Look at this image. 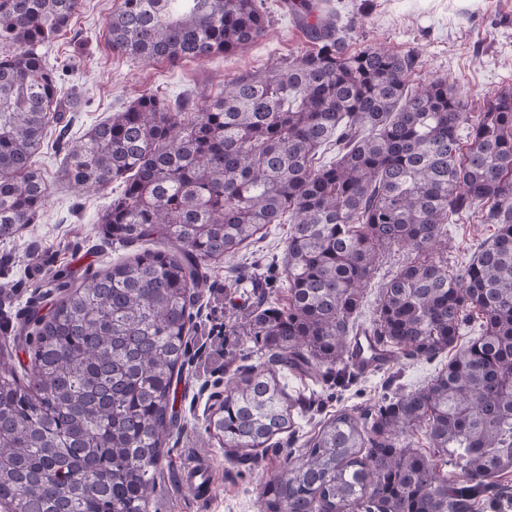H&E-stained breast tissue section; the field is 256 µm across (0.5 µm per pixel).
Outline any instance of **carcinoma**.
Wrapping results in <instances>:
<instances>
[{"instance_id":"cac0c4a2","label":"carcinoma","mask_w":512,"mask_h":512,"mask_svg":"<svg viewBox=\"0 0 512 512\" xmlns=\"http://www.w3.org/2000/svg\"><path fill=\"white\" fill-rule=\"evenodd\" d=\"M78 0H0V236L34 222L48 185L36 167L46 129L75 101L38 49L67 30ZM316 44L246 71L201 106L143 95L67 153L77 192L122 185L100 218L118 243H172L70 288L38 328L28 381L0 367V506L7 512H150L174 427L200 267L234 256L288 215L287 303L242 307L238 327L263 358L229 374L210 426L255 463L294 431L312 399L278 376L351 379L352 337L391 356L453 352L428 385L360 413L338 410L270 473L260 512H478L512 472V88L482 111L442 78L412 86V53L351 51L335 17L288 0ZM264 0H120L112 50L144 61L207 59L267 30ZM466 135H461V130ZM336 160L317 162L325 146ZM494 227L458 270L448 229ZM407 260L357 325L385 255ZM480 335L458 345L463 329ZM423 433L430 451L414 448Z\"/></svg>"}]
</instances>
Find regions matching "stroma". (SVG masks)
I'll list each match as a JSON object with an SVG mask.
<instances>
[{
	"label": "stroma",
	"instance_id": "35a3bbf8",
	"mask_svg": "<svg viewBox=\"0 0 512 512\" xmlns=\"http://www.w3.org/2000/svg\"><path fill=\"white\" fill-rule=\"evenodd\" d=\"M120 0H80L66 32L41 53L61 70V82L79 98L67 113L68 126H50L36 156L49 197L35 223L16 235L0 238V326L16 327L11 335V364L18 373L32 366L35 334L25 323L27 312L49 313L61 294L112 262L129 259L144 243L121 244L104 236L99 218L119 185L78 193L63 176L72 142L94 124L143 95L172 99L188 96L207 103L246 70H266L300 51L312 50L305 25L285 8V0H264L267 31L243 51L206 61L153 63L112 51L105 22ZM318 15L339 14L352 49L384 44L412 52L416 67L411 83L448 77L469 105L479 111L485 95L512 87V0H314ZM492 226L473 217L448 227V263L467 264L478 245L491 237ZM288 235L284 224L261 229L235 259L209 264L205 286L192 311L191 331L182 378L176 385L179 425L166 441L168 453L150 507L151 512H259L260 492L285 448L302 447L319 423L339 409L362 411L396 388L426 385L444 367L447 355L433 360L397 359L377 371L356 374L343 389L314 385L307 377H281L289 395L315 393L316 400L297 420L295 435H279L257 463L242 464L225 455L224 443L209 429L224 393L225 359L258 363L251 337L232 333V304L284 298L282 268ZM212 466L209 494L195 493L181 482L185 469L198 461Z\"/></svg>",
	"mask_w": 512,
	"mask_h": 512
}]
</instances>
